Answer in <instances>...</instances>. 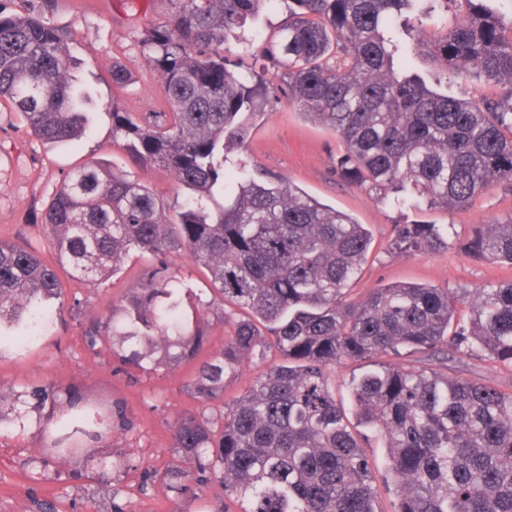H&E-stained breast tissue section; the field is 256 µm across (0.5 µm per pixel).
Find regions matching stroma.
<instances>
[{"mask_svg":"<svg viewBox=\"0 0 512 512\" xmlns=\"http://www.w3.org/2000/svg\"><path fill=\"white\" fill-rule=\"evenodd\" d=\"M0 5L10 13L41 15L70 32L76 74L91 95L86 134L59 146L29 135L21 116L0 102V238L48 249L45 214L66 173L85 163L130 172L163 201L166 216L176 218L185 189L161 168L132 166L124 138L112 133L113 111L145 116L163 109L161 78L141 54L137 40L146 30L168 24L169 0H0ZM287 21L286 0L262 6L247 33L252 46L242 58L244 66L262 64L263 46ZM116 67L125 71L126 85L113 82ZM343 150L334 132L282 102L258 121L246 155L319 203L365 225L372 244L353 283V298L387 284L416 283L461 292L512 279V266L476 260L462 247L474 225L512 217L511 185H490L463 211L440 208L403 214L353 179L337 174L336 158ZM404 219L452 223L457 236L435 253H401L391 248L390 240L394 224ZM151 262V257L135 252L107 282L77 288L65 284L62 316L37 343L21 345L0 358V387L13 394L14 409L21 414L19 420L0 427V512H45L51 505L57 512H97L91 494L101 485L114 494L121 512H222L224 492L218 483L208 484L197 497L170 489L169 476L193 469L191 460L172 448L171 429L188 412L200 420L221 421L224 400L243 395L266 370V363L244 360L226 380L223 401L205 403L190 389L199 360H175L161 351L149 355L135 341L117 349L104 345L94 352L84 343L92 324L110 318L125 321V299L137 293V274ZM172 268L190 290L183 315L204 329L205 353L223 349L232 332L233 312L190 257L173 259ZM40 385L77 387L89 396L121 404L126 425L115 429L106 444L107 468L65 462L42 467L41 429L48 413L24 401L27 392Z\"/></svg>","mask_w":512,"mask_h":512,"instance_id":"obj_1","label":"stroma"}]
</instances>
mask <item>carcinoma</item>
<instances>
[{
	"instance_id": "carcinoma-1",
	"label": "carcinoma",
	"mask_w": 512,
	"mask_h": 512,
	"mask_svg": "<svg viewBox=\"0 0 512 512\" xmlns=\"http://www.w3.org/2000/svg\"><path fill=\"white\" fill-rule=\"evenodd\" d=\"M170 2L169 24L140 39L168 111L141 120L114 109L112 130L133 165L171 172L188 199L168 221L131 175L70 169L46 217L52 259L0 239V348L62 314L59 271L100 284L136 250L159 266L141 270L140 291L126 300L130 328L112 325V338L194 355L206 334L184 331V286L168 266L186 252L241 313L224 350L199 367L195 397L224 400V380L247 357L263 361L273 349L281 358L224 404L220 429L192 415L173 426L172 447L194 458L199 482L219 479L224 512H381L383 491L392 512H512V390L425 365L465 355L512 366V279L471 297L388 284L353 300L371 241L365 225L232 156L253 118L284 99L342 139L336 169L374 196L415 211L467 208L489 185H512V20L490 0H463L452 29L413 45L423 27L407 15L416 0H291L295 19L264 52L283 69L285 83L272 87L228 47L267 0ZM69 44L42 16L0 7V100L50 144L79 140L90 123ZM450 80L504 92L458 99L443 91ZM451 229L399 223L392 248L439 251ZM464 247L512 266V220L476 226ZM363 359L374 367L348 382L351 420L331 371ZM65 406L42 429L49 448L90 447L123 416L78 388ZM360 427L387 448L380 480Z\"/></svg>"
}]
</instances>
